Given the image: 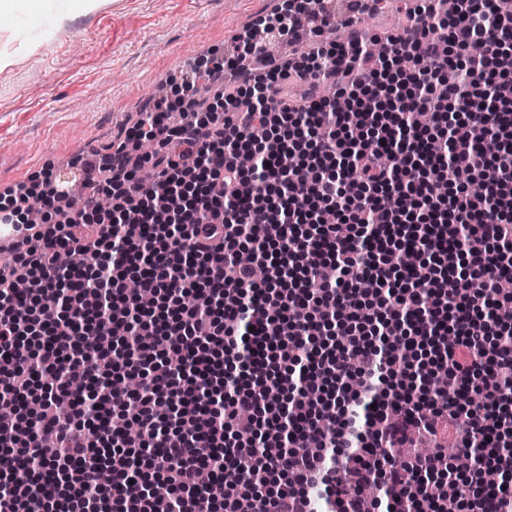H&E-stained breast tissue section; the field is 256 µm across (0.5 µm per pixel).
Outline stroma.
<instances>
[{"instance_id": "1", "label": "stroma", "mask_w": 512, "mask_h": 512, "mask_svg": "<svg viewBox=\"0 0 512 512\" xmlns=\"http://www.w3.org/2000/svg\"><path fill=\"white\" fill-rule=\"evenodd\" d=\"M46 29L28 13L0 14V195L75 149L110 144L170 91L185 64H206L283 0H47ZM65 16L57 28V16Z\"/></svg>"}]
</instances>
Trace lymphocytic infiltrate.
I'll use <instances>...</instances> for the list:
<instances>
[{
	"label": "lymphocytic infiltrate",
	"mask_w": 512,
	"mask_h": 512,
	"mask_svg": "<svg viewBox=\"0 0 512 512\" xmlns=\"http://www.w3.org/2000/svg\"><path fill=\"white\" fill-rule=\"evenodd\" d=\"M328 2L282 6L180 75L181 119L158 99L86 169L77 212L48 173L0 207L1 224L21 203L42 215L0 268V512H512V320L495 312L512 303V96H489L512 77V15L406 0L370 61L366 33L323 40ZM306 33L304 56L259 53ZM227 69L236 90L197 111ZM129 372L137 392L111 385ZM446 431L454 454L395 464Z\"/></svg>",
	"instance_id": "lymphocytic-infiltrate-1"
}]
</instances>
